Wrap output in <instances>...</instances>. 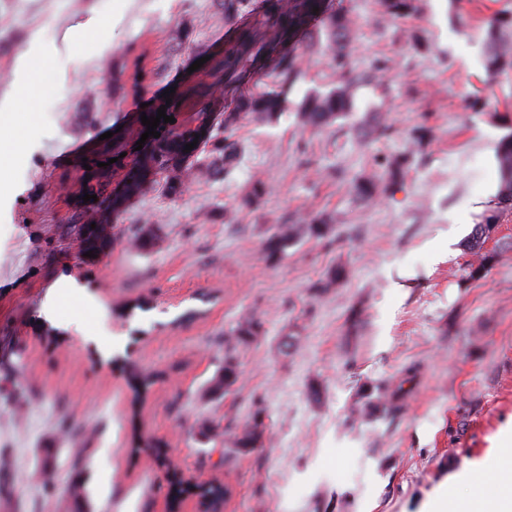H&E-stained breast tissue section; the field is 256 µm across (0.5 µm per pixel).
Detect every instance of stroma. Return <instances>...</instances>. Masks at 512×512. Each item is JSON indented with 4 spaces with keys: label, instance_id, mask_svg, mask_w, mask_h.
Returning a JSON list of instances; mask_svg holds the SVG:
<instances>
[{
    "label": "stroma",
    "instance_id": "1",
    "mask_svg": "<svg viewBox=\"0 0 512 512\" xmlns=\"http://www.w3.org/2000/svg\"><path fill=\"white\" fill-rule=\"evenodd\" d=\"M333 4L356 20V68L395 60L387 91L362 86L336 125L300 127L305 95L336 82L316 45L287 111L238 128L244 153L229 176L173 194L157 171L114 219L110 250L90 259L70 232L85 158L111 150L106 132L133 126L170 89L182 96L177 128L223 132L232 96L212 67L237 26L260 19V2L232 24L216 0H0V103L37 114L20 156L0 165L12 188L0 198V512H73L69 496L42 492L46 448L56 480L83 485L88 512H169L171 466L224 482V512H422L450 475L492 467L512 425V206L498 204L496 167L512 133V71L488 78L485 58L487 19L512 0H419L397 24L380 20L375 0ZM83 26L78 46L71 35ZM36 44L50 63L30 108L12 88ZM380 113L392 136L363 142ZM422 123L434 138L403 179L356 201L352 178L405 149ZM256 178L267 191L242 206ZM317 213L339 225L337 245L305 239L267 259V228ZM492 215L484 249L499 260L464 281L468 238ZM142 226L157 234L148 251L131 243ZM338 264L346 283L319 292ZM139 299L147 310L118 315ZM246 316L262 330L240 340ZM228 351L238 379L208 395ZM134 369L157 376L140 406ZM369 397L391 411L364 419ZM259 405L263 442L240 451L233 439ZM64 416L79 438L60 433ZM151 440L164 443L168 467Z\"/></svg>",
    "mask_w": 512,
    "mask_h": 512
}]
</instances>
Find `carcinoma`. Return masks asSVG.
<instances>
[{"mask_svg":"<svg viewBox=\"0 0 512 512\" xmlns=\"http://www.w3.org/2000/svg\"><path fill=\"white\" fill-rule=\"evenodd\" d=\"M228 23L250 8L251 0H218ZM381 15L387 20H399L419 11L418 0H379ZM318 11H313V8ZM263 22L260 28L240 30L236 47L217 62L213 70L224 86L236 92L231 111L224 116V136L209 135L204 142L202 153L205 160L189 157L186 144L196 140L193 130L178 131L168 123L156 148L141 155L129 169L124 192L119 205L114 207L109 198L107 206L99 212L100 223L109 224L121 206L131 197L140 193L145 184L144 171L166 168L173 172L169 188L176 192L191 176L216 178L227 175L240 163L242 145L234 139L239 122L248 119L260 123L278 118L288 106V92L305 75V51L299 47V40L307 38L311 46L326 39L333 49L332 68L336 74L335 86L326 93L309 96L298 108L300 124L311 128H325L342 119L352 110L354 94L358 87L370 84L384 87V75L390 68L391 60L378 59L370 68H354L353 52L354 22L350 11L336 9L331 0H263ZM512 30V14L496 16L489 27V49L486 70L498 75L512 70V39L502 37V31ZM262 72L270 83L260 86L248 85V75ZM432 138L426 126L416 128L411 136L412 147L405 151L376 161L377 169L364 173L352 181L351 190L363 200H374L388 187L397 182L411 165L415 148ZM497 166L500 192L512 193V134L504 137L497 149ZM266 192L263 181L250 183L243 195L246 205L256 204ZM491 223L475 225L467 241V249L479 259L468 272L471 280L485 276L496 262V254L484 251V244L494 231ZM307 235L328 244L340 240L336 225L326 216L307 217L289 224H278L264 240V251L270 258L283 254L300 236ZM85 251L95 255L106 252L112 240L94 231H89ZM261 321L248 316L243 318L236 329L241 337L256 336ZM238 368L231 355L224 357V371L211 382L210 392L217 395L234 385ZM262 420L254 416L253 425L245 428L233 439L235 447L246 451L262 444Z\"/></svg>","mask_w":512,"mask_h":512,"instance_id":"cac0c4a2","label":"carcinoma"}]
</instances>
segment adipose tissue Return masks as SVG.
Instances as JSON below:
<instances>
[{
  "label": "adipose tissue",
  "mask_w": 512,
  "mask_h": 512,
  "mask_svg": "<svg viewBox=\"0 0 512 512\" xmlns=\"http://www.w3.org/2000/svg\"><path fill=\"white\" fill-rule=\"evenodd\" d=\"M501 451L494 460L495 477L486 480L481 465L462 472L470 481L475 495L470 499L456 497L450 490L438 491L425 505L426 512H512V431L502 433Z\"/></svg>",
  "instance_id": "adipose-tissue-1"
}]
</instances>
